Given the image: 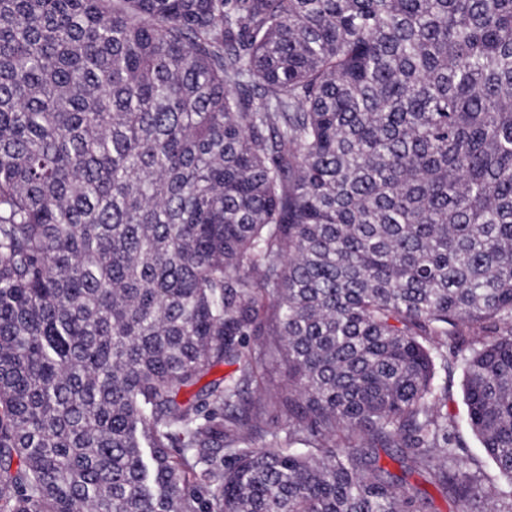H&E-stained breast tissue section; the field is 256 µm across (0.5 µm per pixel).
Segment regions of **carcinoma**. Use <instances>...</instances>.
<instances>
[{
    "label": "carcinoma",
    "mask_w": 512,
    "mask_h": 512,
    "mask_svg": "<svg viewBox=\"0 0 512 512\" xmlns=\"http://www.w3.org/2000/svg\"><path fill=\"white\" fill-rule=\"evenodd\" d=\"M376 448L512 512V0H0V512H424ZM463 375L461 369H458L452 381V387L448 394V414L453 415L459 425V432L462 439L468 446L470 461L467 467H474L476 463L485 476L486 485L500 487L505 483V479L500 474L497 466L488 457L481 447L478 439L471 432L466 422V406L463 401ZM474 460V461H473Z\"/></svg>",
    "instance_id": "carcinoma-1"
}]
</instances>
